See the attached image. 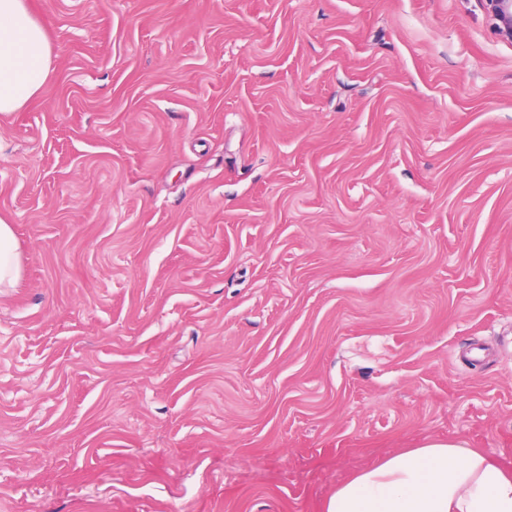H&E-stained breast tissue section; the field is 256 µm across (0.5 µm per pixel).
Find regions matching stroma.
<instances>
[{"instance_id":"1","label":"stroma","mask_w":512,"mask_h":512,"mask_svg":"<svg viewBox=\"0 0 512 512\" xmlns=\"http://www.w3.org/2000/svg\"><path fill=\"white\" fill-rule=\"evenodd\" d=\"M0 113V512H323L512 467V43L482 0H29ZM52 46L26 0H0V113L17 112L47 85ZM22 275L21 258L11 224L0 219V288H13ZM325 512H512V470L462 443L429 440L337 486Z\"/></svg>"}]
</instances>
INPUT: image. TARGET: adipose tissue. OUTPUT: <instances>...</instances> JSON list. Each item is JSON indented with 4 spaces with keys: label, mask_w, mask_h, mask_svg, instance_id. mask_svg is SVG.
<instances>
[{
    "label": "adipose tissue",
    "mask_w": 512,
    "mask_h": 512,
    "mask_svg": "<svg viewBox=\"0 0 512 512\" xmlns=\"http://www.w3.org/2000/svg\"><path fill=\"white\" fill-rule=\"evenodd\" d=\"M51 73V42L27 0H0V113L22 109ZM325 512H512V469L430 440L337 486Z\"/></svg>",
    "instance_id": "ef3b65f1"
}]
</instances>
